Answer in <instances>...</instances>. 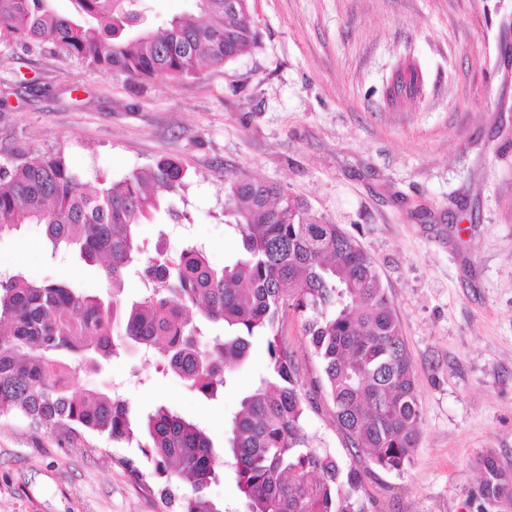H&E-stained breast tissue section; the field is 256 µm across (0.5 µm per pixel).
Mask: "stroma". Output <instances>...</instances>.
Here are the masks:
<instances>
[{
    "mask_svg": "<svg viewBox=\"0 0 512 512\" xmlns=\"http://www.w3.org/2000/svg\"><path fill=\"white\" fill-rule=\"evenodd\" d=\"M257 45L177 81L92 73L52 44L0 41V163L64 152L89 185L177 159L187 184L142 225L146 252L205 245L215 266L241 241L224 180L286 187L376 260L412 359L421 423L403 470L354 461L320 388L304 320L285 309L283 344L307 400L313 447L356 464L370 512H477V456L512 465V0H250ZM413 58L421 95L390 98ZM5 269L99 289L95 269L49 259L38 226L0 238ZM267 364L257 341L223 396L190 392L160 361L124 352L83 382L140 413L163 405L216 447ZM60 447L19 416L0 417V512H165L162 479L143 490L122 459Z\"/></svg>",
    "mask_w": 512,
    "mask_h": 512,
    "instance_id": "stroma-1",
    "label": "stroma"
}]
</instances>
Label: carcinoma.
Segmentation results:
<instances>
[{"instance_id": "1", "label": "carcinoma", "mask_w": 512, "mask_h": 512, "mask_svg": "<svg viewBox=\"0 0 512 512\" xmlns=\"http://www.w3.org/2000/svg\"><path fill=\"white\" fill-rule=\"evenodd\" d=\"M191 2L154 31L144 27L150 0H73L72 14L49 0H0V40L49 41L93 73L141 81L223 67L256 45L249 0L233 10L225 0ZM187 178L169 158L95 189L60 152L0 164V236L35 224L50 256L74 253L99 266L109 288L97 295L17 269L0 276V415H19L93 452L98 441H138L152 474L165 479L159 495L168 510L232 512L209 494L228 466L240 512H370L360 470L309 444L306 400L279 325L288 305L304 318L322 387L356 456L403 470L418 442L416 378L374 258L284 188L234 178L224 179V197L240 257L216 268L192 243L144 257L137 229ZM130 275L144 293L127 301ZM217 323L223 334L212 336ZM257 338L266 341L268 364L231 419L221 453L199 424L164 406L140 415L79 376L134 349L214 399ZM476 465L480 512H512V466L491 451Z\"/></svg>"}]
</instances>
